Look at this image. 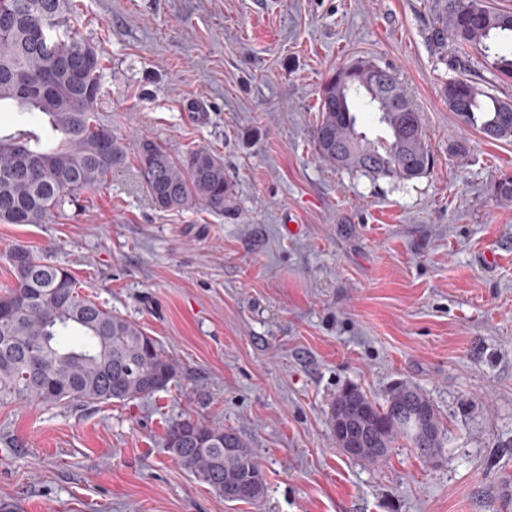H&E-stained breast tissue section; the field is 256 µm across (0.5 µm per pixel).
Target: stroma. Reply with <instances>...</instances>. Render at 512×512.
<instances>
[{"label": "stroma", "mask_w": 512, "mask_h": 512, "mask_svg": "<svg viewBox=\"0 0 512 512\" xmlns=\"http://www.w3.org/2000/svg\"><path fill=\"white\" fill-rule=\"evenodd\" d=\"M440 0H79L103 53L100 111L124 166L44 224H0L9 250L50 256L140 324L176 376L151 398L95 406L0 403V502L16 512H512V142L462 128L442 89L453 46ZM357 57L394 70L434 164L401 183L321 163L318 92ZM224 161L234 209L154 208L142 138ZM468 151L453 155L452 142ZM409 381L448 446L346 456L329 407L355 386ZM191 418L255 450L267 494L229 502L164 446Z\"/></svg>", "instance_id": "stroma-1"}]
</instances>
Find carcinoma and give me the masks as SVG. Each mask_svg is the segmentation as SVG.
<instances>
[{
  "mask_svg": "<svg viewBox=\"0 0 512 512\" xmlns=\"http://www.w3.org/2000/svg\"><path fill=\"white\" fill-rule=\"evenodd\" d=\"M41 4L0 32V104L9 102L46 118L48 130L0 135V223L44 224L81 195L99 187L125 164L124 139L101 119L104 67L101 50L74 27L75 0ZM440 33L459 49L480 50L501 80L512 81V12L485 0H442ZM76 55L92 59L76 71ZM459 122L490 141H512V101L503 100L466 75L443 88ZM372 112L386 137L357 129L356 113ZM314 130L317 157L325 164L371 178L399 182L429 171L433 155L419 112L397 75L371 60L355 59L329 73L319 92ZM138 167L160 210L203 208L222 214L234 208L224 161L196 148L173 157L144 139ZM493 195L512 201V175L495 183ZM15 286L0 295V400H34L52 406L109 404L153 396L175 378L172 360L136 322L86 297L63 266L27 247L9 250ZM362 435L371 452L386 459L399 441L432 461L448 445L434 402L416 385L398 382L383 403L345 388L330 405L329 423L339 438L336 415ZM165 447L184 469L219 493L236 487L237 500L264 498L266 479L250 444L235 431L182 419L168 429Z\"/></svg>",
  "mask_w": 512,
  "mask_h": 512,
  "instance_id": "cac0c4a2",
  "label": "carcinoma"
}]
</instances>
